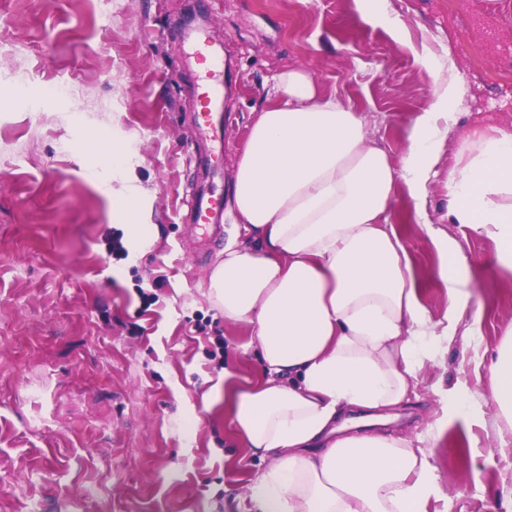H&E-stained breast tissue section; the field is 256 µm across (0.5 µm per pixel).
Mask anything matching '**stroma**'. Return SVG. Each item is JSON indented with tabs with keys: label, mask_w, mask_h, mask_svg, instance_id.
I'll return each mask as SVG.
<instances>
[{
	"label": "stroma",
	"mask_w": 512,
	"mask_h": 512,
	"mask_svg": "<svg viewBox=\"0 0 512 512\" xmlns=\"http://www.w3.org/2000/svg\"><path fill=\"white\" fill-rule=\"evenodd\" d=\"M388 10L401 34L363 19L355 0H0V512H249L246 489L267 463L210 395L227 370L256 380L260 356L208 293L223 238L182 219L199 187L196 65L183 44L202 22L235 78L224 193L272 74L307 71L362 112L396 167L432 96L422 55L461 82L428 212L470 259L482 334L458 325L389 427L435 436L441 493L425 512H490L512 496V426L485 368L512 329V271L490 240L444 218L461 134L512 130V0H389ZM115 149L144 193L145 248L125 235V188L107 166ZM391 221L441 319L438 255L401 181ZM450 390L466 416L447 415Z\"/></svg>",
	"instance_id": "35a3bbf8"
}]
</instances>
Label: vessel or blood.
I'll return each mask as SVG.
<instances>
[{
	"instance_id": "vessel-or-blood-1",
	"label": "vessel or blood",
	"mask_w": 512,
	"mask_h": 512,
	"mask_svg": "<svg viewBox=\"0 0 512 512\" xmlns=\"http://www.w3.org/2000/svg\"><path fill=\"white\" fill-rule=\"evenodd\" d=\"M190 50L199 70L196 131L201 140L217 141L221 138V130L216 111L224 104V54L215 48L210 31L205 27L196 31ZM188 219L193 229L220 232L224 223L223 195L215 193L209 184L202 187Z\"/></svg>"
}]
</instances>
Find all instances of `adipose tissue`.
Masks as SVG:
<instances>
[{
	"label": "adipose tissue",
	"instance_id": "obj_1",
	"mask_svg": "<svg viewBox=\"0 0 512 512\" xmlns=\"http://www.w3.org/2000/svg\"><path fill=\"white\" fill-rule=\"evenodd\" d=\"M432 100L411 121L400 167L367 141L362 113L323 98L301 71L270 80L265 106L240 154L224 220V258L209 294L225 321L249 328L263 364L247 387L224 374V409L234 433L266 468L248 487L254 512H424L439 492L428 453L384 431L404 405L440 337L466 323L468 256L431 224L428 184L453 129L461 84L441 76L433 56ZM465 165L451 170L448 219L494 245L512 269V131L465 136ZM404 182L418 223L439 255L448 295L442 320L421 304L405 245L391 222ZM492 400L512 424V330L490 356ZM369 412L371 426L343 425Z\"/></svg>",
	"mask_w": 512,
	"mask_h": 512
}]
</instances>
